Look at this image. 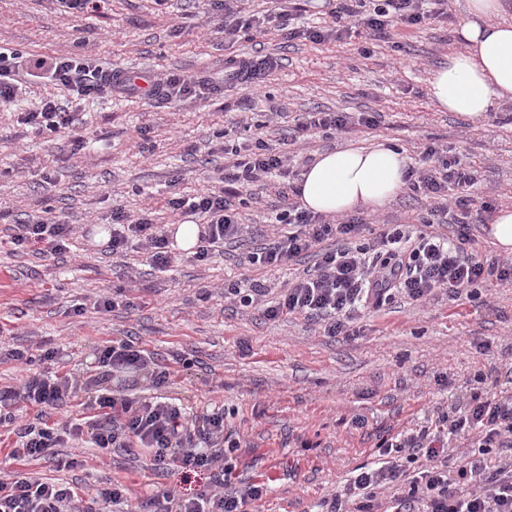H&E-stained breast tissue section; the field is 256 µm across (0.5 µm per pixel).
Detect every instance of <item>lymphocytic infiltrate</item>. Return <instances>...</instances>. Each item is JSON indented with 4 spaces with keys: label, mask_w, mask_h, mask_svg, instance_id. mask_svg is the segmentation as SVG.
I'll list each match as a JSON object with an SVG mask.
<instances>
[{
    "label": "lymphocytic infiltrate",
    "mask_w": 512,
    "mask_h": 512,
    "mask_svg": "<svg viewBox=\"0 0 512 512\" xmlns=\"http://www.w3.org/2000/svg\"><path fill=\"white\" fill-rule=\"evenodd\" d=\"M247 2L206 0V12L217 21L225 42H236L242 34L269 23L291 40L346 39L361 29L371 37L383 38L391 28L412 29L448 16V0H379L366 13L360 9L363 0H339L333 27L301 29L293 24L296 0H279V12L262 16L246 14ZM276 65V59L268 56L243 60L229 54L224 58L221 79L208 73L169 74L155 78L148 93L170 103L205 100L217 82L251 85ZM45 79L67 87L72 95L70 104L43 101L19 113L18 122L40 134L71 137L78 145L83 142L82 100L104 92L123 97L137 91L122 71L98 65L87 53L36 58L18 50H0L1 106L15 103L28 85ZM379 119L376 112H306L294 128L282 131L275 148L265 141L259 124L240 144H227L224 132H217L212 151L226 159L218 172V186L191 196L175 192L168 200L173 213L203 222L194 260H209L226 241H244L246 226L240 222L234 202L242 188L271 176L294 185L298 172L289 147L298 134L374 129ZM424 155L427 166L409 168L407 185L433 200L429 214L436 223L448 225L450 235L426 230L415 234L405 229L366 239L362 236L368 228L365 219L334 221L292 200L287 210L276 216L284 232L249 253L248 260L272 269L314 251L318 261L313 272L289 281L273 301L267 300L262 288H230L224 293L225 300L255 308L269 321L296 315L314 317L321 320L325 335L346 336L360 313L381 311L396 295L423 302L442 291L459 300L491 280L511 285V256L489 261L467 250L475 212L490 208L475 195L478 171L462 166L435 143L425 147ZM12 231L14 246H40L61 254L68 250L75 227L31 216L16 220ZM134 243L157 270H168L175 260L161 225L146 216L135 218L113 210L109 252L125 256ZM6 357L32 367L20 384L0 385V430L19 438L17 448L8 454L10 460L41 459L53 455L55 448L69 444L80 448L89 443L106 454L147 448L158 468L174 465L209 472L210 492L183 498L159 487L138 502L134 512H246L247 505L262 497L264 484L231 479L237 443L226 427L223 410L201 416L187 414L163 393L172 377L169 367L159 365L135 341L101 344L95 350L97 371L92 375L55 368L56 352L51 348L36 353L13 349ZM127 377L145 383L148 395L108 384L109 379ZM21 402L40 411L74 402L79 410L50 426H21L14 413ZM468 432L477 435V452L457 450L449 442L450 437ZM511 447L512 396L491 400L470 394L433 413L427 426L384 440L378 461L359 467L340 492L324 498L321 512H341L343 501L350 499L357 503L356 512H375L374 503L385 490L391 493L390 512H512V458L490 454L491 449ZM408 462L417 466L414 475H407L404 469ZM405 476L410 479L408 492L396 493L395 485ZM126 500V487L119 482L100 488L94 498L85 500L68 484L0 469V512H113L114 506Z\"/></svg>",
    "instance_id": "obj_1"
}]
</instances>
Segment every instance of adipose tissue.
<instances>
[{
    "label": "adipose tissue",
    "instance_id": "obj_1",
    "mask_svg": "<svg viewBox=\"0 0 512 512\" xmlns=\"http://www.w3.org/2000/svg\"><path fill=\"white\" fill-rule=\"evenodd\" d=\"M504 10L505 0H466L460 34L467 50L449 56L430 81L441 109L478 121L512 97V25L491 21ZM408 165L406 153L386 142L322 152L302 175L300 202L332 216L383 207L405 187Z\"/></svg>",
    "mask_w": 512,
    "mask_h": 512
}]
</instances>
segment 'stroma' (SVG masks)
I'll use <instances>...</instances> for the list:
<instances>
[{
	"mask_svg": "<svg viewBox=\"0 0 512 512\" xmlns=\"http://www.w3.org/2000/svg\"><path fill=\"white\" fill-rule=\"evenodd\" d=\"M466 0H450L448 21L417 30H392L383 42L364 39L292 41L268 28L235 44L194 0H103L100 11L74 13L57 0H0V46L32 55L87 51L103 67L135 74L216 72L228 53L271 55L279 65L249 99V122L266 123L268 138L315 110L377 112V129L316 133L299 147L301 166L317 154L352 145L391 141L411 166L430 143L448 146L461 163L481 173L479 193L492 204L472 229L474 249L500 257L487 232L494 213L512 209V101L480 121L438 108L430 92L433 71L465 51L460 36ZM223 95L200 104H170L144 96L104 94L85 106L86 150L63 136L36 134L0 106V347L25 349L38 341L58 349L59 364L94 370V349L112 339L136 338L161 363L174 365L168 396L193 413L230 409L226 424L240 439L235 480L266 484L252 512H317L323 497L339 491L355 468L377 461L383 440L426 425L451 400L472 393L512 395V287H490L453 301L438 294L425 304L395 299L388 309L363 313L350 336H328L302 316L277 322L251 308L225 304V287L279 289L313 267L314 257L268 271L248 265L250 245L279 232L273 218L288 205L273 186L255 185L241 208L253 238L228 244L203 263L182 261L160 272L129 252L113 258L96 242L114 208L148 213L173 234L179 222L167 202L172 192L206 186L215 165L213 133L226 128ZM282 108L283 117L269 118ZM51 208L52 218L73 219L80 229L61 256L14 248L15 219ZM428 202L402 190L368 219L417 224ZM139 263V288L130 306L109 312H75L90 289L124 284L126 263ZM191 360L175 366L176 357ZM19 470L74 486L93 496L110 481L130 497L154 484L194 495L209 488L204 472L159 470L149 451L99 455L57 468L48 458L22 461Z\"/></svg>",
	"mask_w": 512,
	"mask_h": 512,
	"instance_id": "35a3bbf8",
	"label": "stroma"
}]
</instances>
